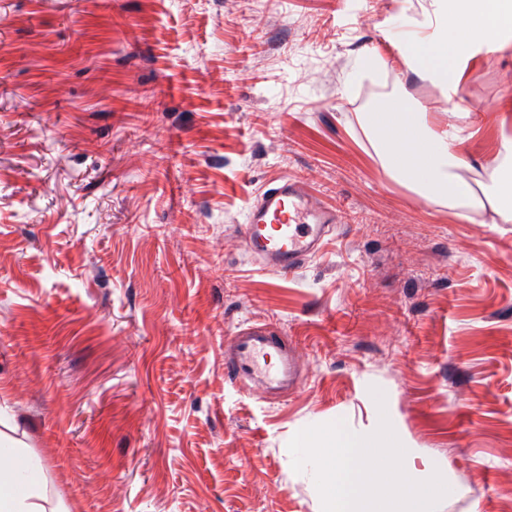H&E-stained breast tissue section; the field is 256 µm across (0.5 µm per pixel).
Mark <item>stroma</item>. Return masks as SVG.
<instances>
[{
    "label": "stroma",
    "instance_id": "stroma-1",
    "mask_svg": "<svg viewBox=\"0 0 512 512\" xmlns=\"http://www.w3.org/2000/svg\"><path fill=\"white\" fill-rule=\"evenodd\" d=\"M429 2L0 0V417L69 512H322L290 439L384 416L451 463L438 512H512V223L399 186L359 123L446 109L396 48ZM464 95L477 182L512 45ZM287 175L341 219L288 275L241 236ZM250 325L297 352L281 401L224 378Z\"/></svg>",
    "mask_w": 512,
    "mask_h": 512
}]
</instances>
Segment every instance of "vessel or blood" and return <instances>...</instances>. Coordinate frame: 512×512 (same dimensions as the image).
Here are the masks:
<instances>
[{"label": "vessel or blood", "mask_w": 512, "mask_h": 512, "mask_svg": "<svg viewBox=\"0 0 512 512\" xmlns=\"http://www.w3.org/2000/svg\"><path fill=\"white\" fill-rule=\"evenodd\" d=\"M337 222L335 210L319 205L305 183L284 177L265 187L250 206L243 239L263 267L290 274L321 249ZM224 373L263 398L287 394L301 380L294 347L267 327H248L232 336L224 346Z\"/></svg>", "instance_id": "vessel-or-blood-1"}]
</instances>
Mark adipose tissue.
I'll return each mask as SVG.
<instances>
[{
	"label": "adipose tissue",
	"mask_w": 512,
	"mask_h": 512,
	"mask_svg": "<svg viewBox=\"0 0 512 512\" xmlns=\"http://www.w3.org/2000/svg\"><path fill=\"white\" fill-rule=\"evenodd\" d=\"M512 34V0H431L415 32L398 45L408 72L439 86L454 125L419 111L401 95L381 100L360 122L382 167L398 184L430 200L446 201L460 219L490 207L512 222V140L481 189L462 177L470 162L462 150L474 113L462 96L464 74L504 49ZM40 457L0 430V512H64L41 478Z\"/></svg>",
	"instance_id": "1"
}]
</instances>
